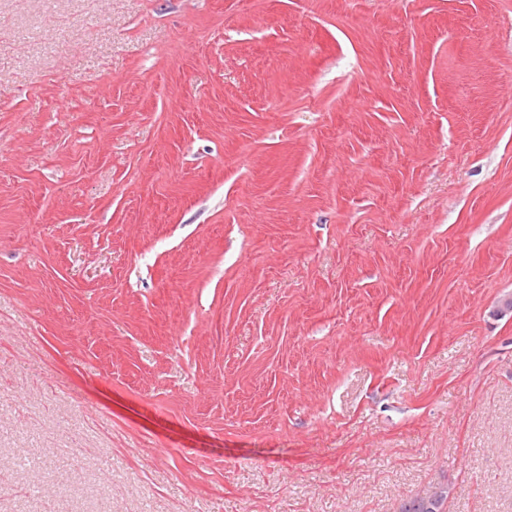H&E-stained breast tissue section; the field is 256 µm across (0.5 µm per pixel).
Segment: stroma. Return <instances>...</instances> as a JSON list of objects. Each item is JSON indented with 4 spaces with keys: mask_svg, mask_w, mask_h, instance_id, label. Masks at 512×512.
<instances>
[{
    "mask_svg": "<svg viewBox=\"0 0 512 512\" xmlns=\"http://www.w3.org/2000/svg\"><path fill=\"white\" fill-rule=\"evenodd\" d=\"M512 0H0V512H512ZM448 501V485H439L424 495L403 501L399 512H442V506Z\"/></svg>",
    "mask_w": 512,
    "mask_h": 512,
    "instance_id": "obj_1",
    "label": "stroma"
}]
</instances>
